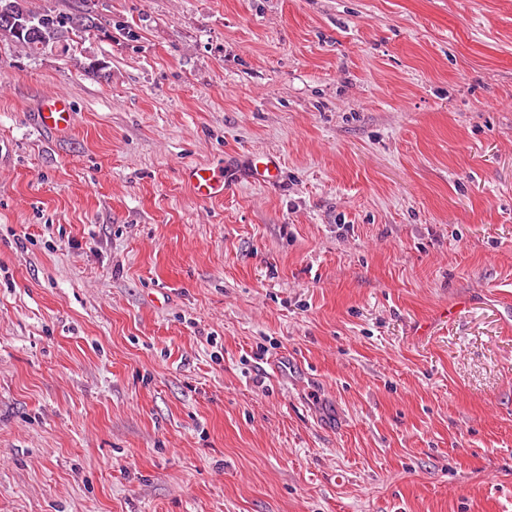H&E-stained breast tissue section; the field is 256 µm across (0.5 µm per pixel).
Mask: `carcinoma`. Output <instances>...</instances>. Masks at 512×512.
Here are the masks:
<instances>
[{"label":"carcinoma","mask_w":512,"mask_h":512,"mask_svg":"<svg viewBox=\"0 0 512 512\" xmlns=\"http://www.w3.org/2000/svg\"><path fill=\"white\" fill-rule=\"evenodd\" d=\"M23 14L17 25L0 22V41L10 42L22 49L27 55L45 54L52 48L67 56L74 66L85 75L107 80L110 72L105 62L84 51L77 52L71 44L74 31L88 32L98 28L96 17L87 9H76L71 13H62L51 6L39 11L28 7V0H0V18Z\"/></svg>","instance_id":"carcinoma-1"}]
</instances>
